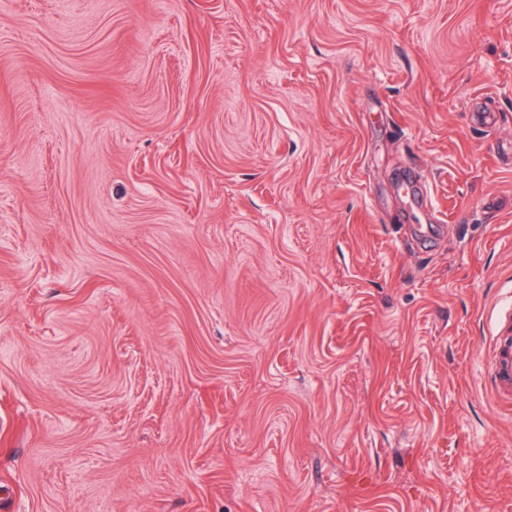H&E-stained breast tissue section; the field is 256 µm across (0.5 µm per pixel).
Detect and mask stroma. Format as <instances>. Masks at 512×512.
Returning <instances> with one entry per match:
<instances>
[{
  "mask_svg": "<svg viewBox=\"0 0 512 512\" xmlns=\"http://www.w3.org/2000/svg\"><path fill=\"white\" fill-rule=\"evenodd\" d=\"M512 0H0V512H512ZM495 390L500 395L512 394V336H501L499 354L493 370Z\"/></svg>",
  "mask_w": 512,
  "mask_h": 512,
  "instance_id": "35a3bbf8",
  "label": "stroma"
}]
</instances>
